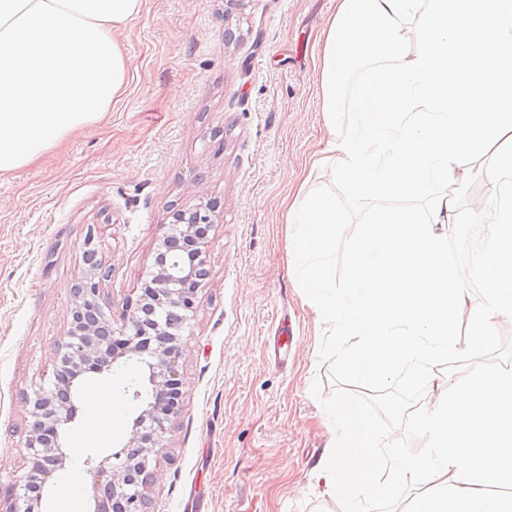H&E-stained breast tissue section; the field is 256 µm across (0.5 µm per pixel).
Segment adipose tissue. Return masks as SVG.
<instances>
[{"label":"adipose tissue","instance_id":"obj_1","mask_svg":"<svg viewBox=\"0 0 512 512\" xmlns=\"http://www.w3.org/2000/svg\"><path fill=\"white\" fill-rule=\"evenodd\" d=\"M142 0H0V175L97 123L127 82L114 29Z\"/></svg>","mask_w":512,"mask_h":512}]
</instances>
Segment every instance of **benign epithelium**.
<instances>
[{
    "label": "benign epithelium",
    "instance_id": "benign-epithelium-1",
    "mask_svg": "<svg viewBox=\"0 0 512 512\" xmlns=\"http://www.w3.org/2000/svg\"><path fill=\"white\" fill-rule=\"evenodd\" d=\"M213 223L214 207L209 203L171 211L136 311L117 320L107 316L101 305L112 268L97 259L94 231H87L88 270L71 289L70 330L57 344L60 369L54 382H40L23 393L31 418L25 435L30 466L24 480L11 490L5 512H34L47 481L64 469L69 454L61 432L76 416L77 378L87 371H109L124 356L146 366L150 399L134 419L126 450L104 457L90 469L94 512H148L151 466L163 451L169 423L182 410V394L173 391L182 386L178 341L209 274L203 248Z\"/></svg>",
    "mask_w": 512,
    "mask_h": 512
}]
</instances>
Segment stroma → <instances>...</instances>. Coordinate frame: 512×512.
Returning a JSON list of instances; mask_svg holds the SVG:
<instances>
[{
	"instance_id": "stroma-1",
	"label": "stroma",
	"mask_w": 512,
	"mask_h": 512,
	"mask_svg": "<svg viewBox=\"0 0 512 512\" xmlns=\"http://www.w3.org/2000/svg\"><path fill=\"white\" fill-rule=\"evenodd\" d=\"M335 12L336 0H143L113 33L128 80L111 109L0 176L1 498L29 467L21 396L53 378L87 230L112 268L103 304L118 318L150 277L171 205L211 199L209 277L181 340L183 408L154 470L151 512H342L316 475L333 439L320 399L336 385L287 250L289 201L332 181L311 161L328 140L320 70ZM283 317L296 332L278 361L269 347ZM120 383L117 371L77 380L65 470L79 474L85 512L87 458L123 445L139 413ZM95 389L121 407L124 428L106 440L86 434Z\"/></svg>"
}]
</instances>
